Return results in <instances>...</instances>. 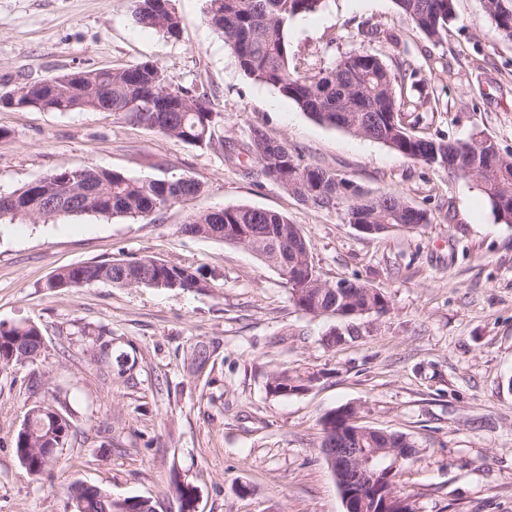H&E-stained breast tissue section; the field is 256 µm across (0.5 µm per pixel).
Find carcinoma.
Here are the masks:
<instances>
[{
  "mask_svg": "<svg viewBox=\"0 0 512 512\" xmlns=\"http://www.w3.org/2000/svg\"><path fill=\"white\" fill-rule=\"evenodd\" d=\"M134 21L165 37L180 32V17L171 0H134ZM207 21L224 37L244 74L269 84L291 99L313 120L342 128L375 140L396 150L404 157L440 167L450 174L457 154L478 158L476 176L483 193L501 219L512 223V154H502L496 142L471 144L418 135L413 125L403 120L407 101L397 97L395 87L414 78L419 68L403 62L390 67L370 52H352L311 77H302L291 69V51L287 31L298 16L318 11L325 0H208ZM453 0H394L399 13L410 18L430 40L439 42L446 32ZM81 84L70 81V74L45 82L26 83L25 103L29 108L53 111L73 109L98 110L104 104L112 112L125 115L138 124L196 147L218 146L233 162L247 158L254 161L257 173L278 182L298 199L325 209L336 207L337 198L347 202L351 224H376L378 234L394 228L414 232L431 223L430 214L395 193L373 199L358 196L354 184L336 172L302 161L300 155L283 141L272 139L258 126L245 139H231L218 134L217 112L204 91L172 85L165 70L156 62L112 71L82 70ZM78 210L51 207L49 200L78 194L84 188ZM203 192V186L191 178L170 181L133 179L121 172L85 166L55 171L11 195H0V221L43 220L58 216L96 213L133 220L153 219L179 202L191 200ZM182 232L197 238L219 239L241 245L264 264L285 278L290 299L299 309L315 315L325 313L339 317L356 309L361 313L384 314L388 311L386 294L355 277L328 283L321 278L310 260V245L298 225L276 211L246 205L226 206L191 214ZM98 282L118 287L171 288L203 291L204 280L187 266L165 263L156 265L153 258L131 261L85 263L63 270L47 279L43 288L60 293ZM40 330L34 325L0 329V370L18 364L28 350L40 348ZM316 380L315 375L287 368L275 369L267 377L266 389L272 395L290 394ZM34 419L31 433L16 435L14 452L24 457L35 476L49 473L58 458L40 460L34 449L48 431L40 421H49L46 411ZM363 447L382 453L374 458L380 488L395 485V478L407 460L417 454L413 440L403 434L379 436L368 427L357 425ZM77 497L82 507L76 512H117L101 494V489L85 488L73 483L68 498Z\"/></svg>",
  "mask_w": 512,
  "mask_h": 512,
  "instance_id": "cac0c4a2",
  "label": "carcinoma"
}]
</instances>
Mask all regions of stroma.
I'll list each match as a JSON object with an SVG mask.
<instances>
[{"label":"stroma","mask_w":512,"mask_h":512,"mask_svg":"<svg viewBox=\"0 0 512 512\" xmlns=\"http://www.w3.org/2000/svg\"><path fill=\"white\" fill-rule=\"evenodd\" d=\"M178 37L136 25L133 0H0V96L76 70L159 63L169 82L207 92L228 137L254 126L366 193H396L431 222L409 233L358 232L345 204L300 201L245 176L220 148L192 147L110 112L0 105V195L93 165L204 187L146 222L88 213L0 222V326L37 325L36 363L0 372V512H64L71 483L179 512L175 476L198 512H346L320 450L321 421L352 405L360 424L408 434L416 457L396 478L411 512H512V224L470 177L322 125L277 88L246 77L205 19L206 0H173ZM300 75L366 50L411 60L407 121L512 152V41L483 0H454L448 35L428 40L393 0H326L287 33ZM249 205L288 215L324 280L382 290L387 313L356 319L295 307L278 272L243 247L182 233L190 214ZM143 257L185 265L202 292L96 283L60 294L54 273ZM343 340L329 345L331 331ZM209 358L196 365L199 349ZM317 374L272 396V368ZM66 409L73 433L52 474L21 466L14 439L33 406Z\"/></svg>","instance_id":"35a3bbf8"}]
</instances>
